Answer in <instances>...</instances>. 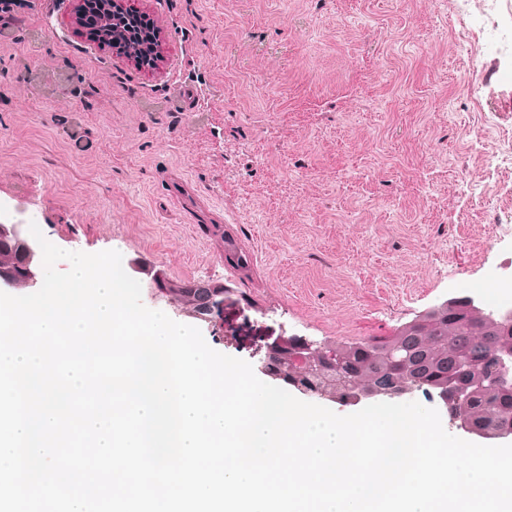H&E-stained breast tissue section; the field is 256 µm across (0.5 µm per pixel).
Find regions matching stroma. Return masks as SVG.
I'll return each mask as SVG.
<instances>
[{"instance_id":"obj_1","label":"stroma","mask_w":512,"mask_h":512,"mask_svg":"<svg viewBox=\"0 0 512 512\" xmlns=\"http://www.w3.org/2000/svg\"><path fill=\"white\" fill-rule=\"evenodd\" d=\"M156 69L89 42L69 0L0 41V217L66 251L230 282L214 350L391 335L493 284L512 239V59H472L449 0H136ZM252 259L224 262V235Z\"/></svg>"}]
</instances>
